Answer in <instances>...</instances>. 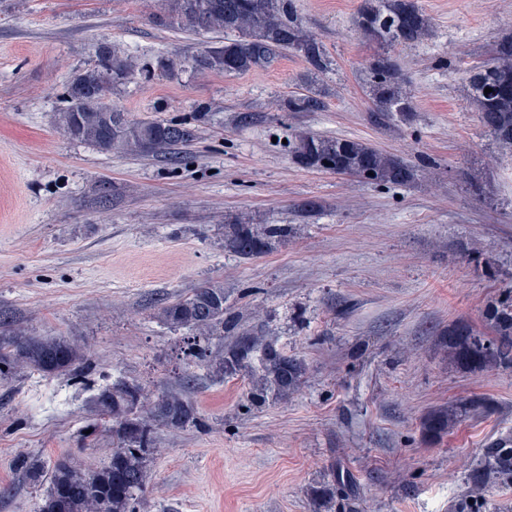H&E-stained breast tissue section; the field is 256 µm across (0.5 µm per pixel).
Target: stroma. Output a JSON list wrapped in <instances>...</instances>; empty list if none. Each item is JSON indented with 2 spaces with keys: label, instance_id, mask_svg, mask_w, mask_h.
<instances>
[{
  "label": "stroma",
  "instance_id": "1",
  "mask_svg": "<svg viewBox=\"0 0 512 512\" xmlns=\"http://www.w3.org/2000/svg\"><path fill=\"white\" fill-rule=\"evenodd\" d=\"M294 3L334 61L315 112L282 109L306 72L287 51L235 76L162 71L160 59L186 63L224 37L170 27L159 0H0V318L67 340L91 365L18 368L0 383V512H39L46 495L18 458L109 460L112 422L88 404L117 380L186 395L202 419L156 427L162 452L138 512H311L307 492L334 461L355 478L354 512H451L482 449L512 431V372L465 369L441 344L454 321L486 331L488 306L512 287V156L482 127L468 83L512 37V0H417L428 36L391 51L415 112L389 126L370 119L377 48L355 25L361 0ZM112 43L140 66L113 106L186 123L194 139L178 154L108 152L58 125L67 85ZM305 132L396 155L415 178L376 185L302 167L291 144ZM235 215L294 230L242 259L224 247ZM207 283L304 358L291 400L246 409L247 378L203 367L184 382L189 332L159 307ZM477 397L492 414L425 434L429 412Z\"/></svg>",
  "mask_w": 512,
  "mask_h": 512
}]
</instances>
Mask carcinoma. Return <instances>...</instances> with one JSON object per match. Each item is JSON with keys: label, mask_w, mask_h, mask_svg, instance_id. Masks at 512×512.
Segmentation results:
<instances>
[{"label": "carcinoma", "mask_w": 512, "mask_h": 512, "mask_svg": "<svg viewBox=\"0 0 512 512\" xmlns=\"http://www.w3.org/2000/svg\"><path fill=\"white\" fill-rule=\"evenodd\" d=\"M163 19L184 32L224 35V45L210 47L191 60L194 70L236 75L270 66L283 51L302 57L307 63L306 92L291 96L285 109L315 112L321 108L319 81L333 71L334 63L322 41L304 25L294 0H252L248 8L241 7L239 0H163ZM357 24L368 41L386 48L418 44L430 28L416 0H362ZM111 63L118 72L112 85L67 86V106L60 111L59 122L69 135L106 151L116 149L132 155L169 154L192 138L193 131L182 123L134 121L116 108L112 109V125L104 124L102 111L109 105L113 87L133 77L136 69L134 57L116 44L111 46ZM468 81L481 124L498 145L512 151V95L501 91L503 85L512 83V37L497 44L491 61L470 70ZM366 85L373 122L385 125L396 115L406 119L414 111L413 97L392 56L378 54L369 61ZM487 88L492 92H485ZM363 155L368 157L376 185H401L413 176V170L402 161L359 142L304 133L292 149L293 159L303 167L319 169L326 161H337L347 174L359 172ZM290 232L288 224H249L237 217L229 221L224 247L251 259L267 251L273 239L285 238ZM161 317L176 329H222L226 344L216 362L208 360L206 349L195 336L187 342L186 356L225 378L248 377L245 401L250 409L289 400L305 378L304 359L288 354L262 329L243 325L229 311L220 284L202 286L164 305ZM486 319L492 329L489 336L464 323L448 326V350L465 368L511 371L512 288L503 289ZM81 360L78 349L63 341L0 336V364L6 365V370H0L1 382L18 363L39 373H52ZM491 406L484 398L459 401L429 413L423 428L438 434L468 414L485 413ZM92 412L112 417L111 459L100 468H90L75 457L58 459L49 471L37 460L25 465L32 482H49L42 512H136L148 479V459L160 452L153 423L184 428L200 421L195 405L184 395L168 392L152 400L142 388L123 381L103 387L92 400ZM61 482L78 484L82 492L59 498L54 489ZM353 484L350 473L331 466L327 482L310 490L315 512H333L337 500L345 497ZM497 489L512 491L511 432L498 436L482 450L465 477L464 494L456 500L453 512H512V498H491Z\"/></svg>", "instance_id": "cac0c4a2"}]
</instances>
